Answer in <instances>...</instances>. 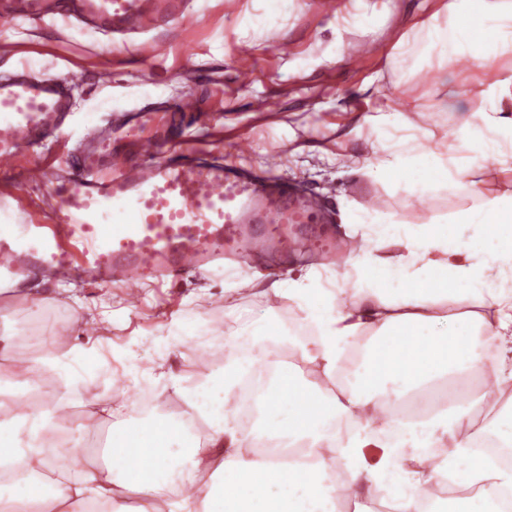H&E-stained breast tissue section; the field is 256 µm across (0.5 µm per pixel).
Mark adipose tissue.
Here are the masks:
<instances>
[{
	"instance_id": "adipose-tissue-1",
	"label": "adipose tissue",
	"mask_w": 512,
	"mask_h": 512,
	"mask_svg": "<svg viewBox=\"0 0 512 512\" xmlns=\"http://www.w3.org/2000/svg\"><path fill=\"white\" fill-rule=\"evenodd\" d=\"M512 0H449L444 19L414 24L394 65L418 61L441 104L479 107L435 143L432 132L383 112L382 160L362 170L409 198L447 191L466 204L451 215L402 224L353 209L359 241L341 267L310 266L273 283L285 306L261 313L229 302L221 336L187 318L145 353L102 333L67 338L44 358L0 336L11 383L34 409L0 402V512H446L437 488L478 485L462 512H512V417L475 427L457 382L480 378L492 402L512 386ZM468 301L470 310L449 305ZM197 339L196 373L172 366ZM223 349L224 361L207 357ZM58 385L42 394L47 368ZM208 426L198 436L161 400ZM85 410L73 423L74 406ZM111 426L102 457L67 460L90 422ZM60 432L64 444L47 446ZM275 441L279 451L261 453Z\"/></svg>"
}]
</instances>
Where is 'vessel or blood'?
I'll return each instance as SVG.
<instances>
[{"instance_id": "vessel-or-blood-1", "label": "vessel or blood", "mask_w": 512, "mask_h": 512, "mask_svg": "<svg viewBox=\"0 0 512 512\" xmlns=\"http://www.w3.org/2000/svg\"><path fill=\"white\" fill-rule=\"evenodd\" d=\"M62 12L118 36L185 14L182 0H0L4 21L40 22ZM72 107L59 78L26 66L0 72V167L41 147ZM157 115L142 107L124 132L140 150L137 161L113 148L109 127L84 129L45 222L0 226L1 279L35 272L52 281L133 282L207 273L245 257L253 225L266 227L260 250L277 255L288 247L289 225L313 223L325 211L322 193L297 195L275 175L245 176L199 159L196 149L168 145Z\"/></svg>"}]
</instances>
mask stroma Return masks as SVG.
I'll return each instance as SVG.
<instances>
[{"label":"stroma","instance_id":"35a3bbf8","mask_svg":"<svg viewBox=\"0 0 512 512\" xmlns=\"http://www.w3.org/2000/svg\"><path fill=\"white\" fill-rule=\"evenodd\" d=\"M191 23L171 22L131 35L127 45H114L111 35L59 18L46 23L0 20V72L28 65L47 75L71 79L75 106L58 142L22 157L0 173V191L15 192L22 210H0V225L19 224L25 215L44 218L53 203L51 187L76 147L85 124L111 116L122 126L128 112L148 101L170 98L194 101L188 116L169 112L164 132L173 144L193 142L207 159L278 174L303 189L328 194L335 220L348 204L379 208L412 224L433 221L465 206L464 198L441 192L410 207L406 196L380 178L352 173L355 158L371 156L385 134L370 116L392 109L449 144V131L478 102L462 100L447 110L435 107L420 77L394 71L390 54L411 25L445 13L448 0H368L382 11L379 27L354 26L337 31L317 0H294L290 14L272 26L253 24L270 12L275 0H187ZM369 47L352 60L336 54L337 39ZM251 73L242 83L243 73ZM40 164L44 183L28 185L22 175ZM316 256L297 249L274 258L238 265L234 281L239 303L261 309L284 305L281 297L260 299L277 275L299 277L317 264ZM138 300L130 302L125 281L101 286L90 281L51 282L38 275L18 277L0 293L5 303L0 331L18 333L38 328L44 336H65L78 330L80 305H97L112 319L107 333L123 343L142 346L164 334L172 318L187 315L228 332L224 315V276L192 272L161 284L138 281Z\"/></svg>","mask_w":512,"mask_h":512}]
</instances>
